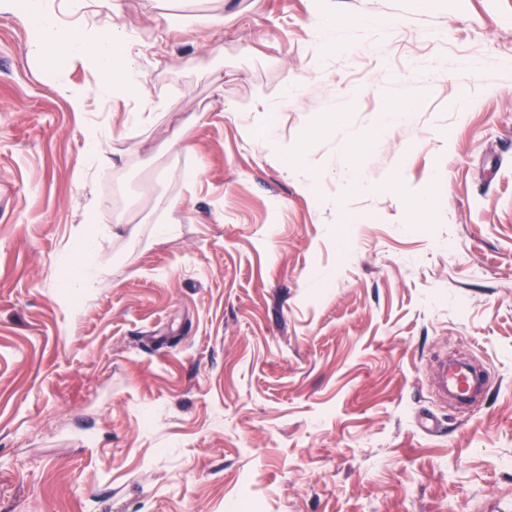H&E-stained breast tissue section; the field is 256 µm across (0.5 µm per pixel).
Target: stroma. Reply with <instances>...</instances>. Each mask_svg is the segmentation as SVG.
<instances>
[{
	"label": "stroma",
	"mask_w": 512,
	"mask_h": 512,
	"mask_svg": "<svg viewBox=\"0 0 512 512\" xmlns=\"http://www.w3.org/2000/svg\"><path fill=\"white\" fill-rule=\"evenodd\" d=\"M335 2L385 29L323 50L314 0H54L127 39L145 101L0 12V512H512V0ZM394 100L411 122L379 129ZM82 224L112 273L65 299ZM458 351L489 374L467 414L431 383ZM110 140V131L106 127L98 126L92 128L87 136V162L84 168L103 165L108 155L105 146ZM84 168L78 169L77 173L83 175Z\"/></svg>",
	"instance_id": "stroma-1"
}]
</instances>
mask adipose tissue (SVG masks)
<instances>
[{
	"mask_svg": "<svg viewBox=\"0 0 512 512\" xmlns=\"http://www.w3.org/2000/svg\"><path fill=\"white\" fill-rule=\"evenodd\" d=\"M37 13L33 38L28 49L39 55L53 50L59 59L87 58L95 68L112 79L113 90L144 97L148 94V76L128 54L124 42L111 28L100 27L83 33L60 26L50 0H33Z\"/></svg>",
	"mask_w": 512,
	"mask_h": 512,
	"instance_id": "1",
	"label": "adipose tissue"
}]
</instances>
